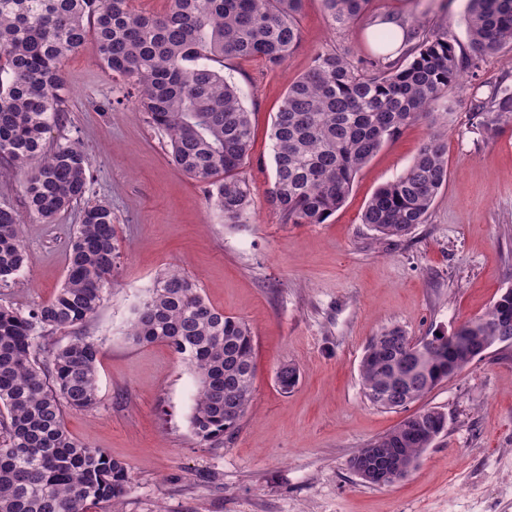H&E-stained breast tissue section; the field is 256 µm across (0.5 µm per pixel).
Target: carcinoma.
Wrapping results in <instances>:
<instances>
[{"mask_svg": "<svg viewBox=\"0 0 512 512\" xmlns=\"http://www.w3.org/2000/svg\"><path fill=\"white\" fill-rule=\"evenodd\" d=\"M328 26L353 23L369 0H322ZM303 0H171L145 16L129 0H0V164L24 174L31 215L53 222L82 206L70 237L63 285L28 312L0 304V512H89L121 503L130 487L126 464L74 439L65 408L98 400L100 348L74 329L91 320L117 267L112 208L90 197L91 163L76 142L46 148V134L65 121L60 92L67 56L93 37L109 73L141 87L138 106L170 141L181 172L209 186L229 224L251 220V186L243 167L253 144L251 112L219 65L263 58L283 66L301 42ZM467 46L445 26L413 20L406 38L375 28L383 53L352 61L319 51L293 80L275 113L270 139L274 175L268 201L286 224H321L343 206L358 172L388 141L433 114L448 87L486 55L512 47V0H469ZM479 124L512 122V85L501 79L472 104ZM447 142L430 136L408 169L382 185L361 220L379 238H400L425 221L448 179ZM23 219L0 204V286L23 272ZM471 347L446 336L416 347L398 326L367 343L359 375L367 401L402 410L448 378V363L467 367L498 336H512V288L482 315L464 321ZM72 331L58 344L54 334ZM135 344L162 342L193 370L197 396L190 416L196 439L209 442L237 430L253 394L254 336L248 322L211 307L199 283L161 273L128 321ZM279 388L298 381L292 365L277 372ZM447 426L446 415L419 410L348 460L357 474L386 464L395 449L417 466Z\"/></svg>", "mask_w": 512, "mask_h": 512, "instance_id": "1", "label": "carcinoma"}]
</instances>
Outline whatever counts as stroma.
Masks as SVG:
<instances>
[{"label":"stroma","mask_w":512,"mask_h":512,"mask_svg":"<svg viewBox=\"0 0 512 512\" xmlns=\"http://www.w3.org/2000/svg\"><path fill=\"white\" fill-rule=\"evenodd\" d=\"M467 4L369 0L363 20L333 31L322 0H304L302 40L285 67L225 61L254 126L247 224L225 223L206 186L171 164L167 135L138 109L134 85L104 69L94 42L67 59V121L46 142L76 141L91 157L90 193L112 208L119 258L110 294L81 329L100 347L98 403L66 409L65 426L129 465L121 512H512V346L491 347L413 403L441 410L448 426L406 478L377 488L348 468L357 449L406 416L362 393L359 365L371 337L392 326L416 339L451 333L512 288V123L490 132L471 114L490 82H512V49L486 55L449 88L436 119L419 118L386 143L324 223H283L267 201L273 116L316 52L355 61L372 54L368 21L388 15L443 24L463 44ZM436 133L448 143L446 185L425 223L377 240L361 222L366 202ZM20 182L0 176V203L26 216L28 262L16 283L0 286V303L27 310L63 284L80 213L52 224L27 216ZM171 267L255 336L251 409L234 435L205 445L189 423L194 373L167 345L136 346L125 336L134 306ZM284 364L299 371L287 393L276 383Z\"/></svg>","instance_id":"1"}]
</instances>
